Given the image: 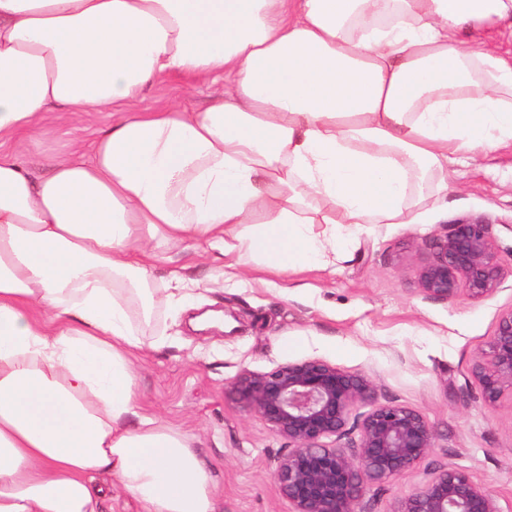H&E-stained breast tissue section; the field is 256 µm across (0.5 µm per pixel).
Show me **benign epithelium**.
Instances as JSON below:
<instances>
[{"label":"benign epithelium","instance_id":"benign-epithelium-1","mask_svg":"<svg viewBox=\"0 0 512 512\" xmlns=\"http://www.w3.org/2000/svg\"><path fill=\"white\" fill-rule=\"evenodd\" d=\"M423 291L450 299L463 291L472 299L493 295L503 282L489 225L460 221L433 242V258L420 268ZM471 375L492 406L512 389V309L498 318L488 350ZM231 390L293 449L278 464L274 480L294 512H361L367 485L396 477L434 448L433 426L413 409L378 405L359 426L358 452L324 440L345 432L352 409L370 394L369 381L319 360L287 363L254 374L244 372ZM397 512H498L493 494L464 472L441 468Z\"/></svg>","mask_w":512,"mask_h":512}]
</instances>
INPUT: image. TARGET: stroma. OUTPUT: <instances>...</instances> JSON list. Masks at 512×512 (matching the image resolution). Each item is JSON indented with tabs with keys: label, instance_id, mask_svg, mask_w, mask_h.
<instances>
[{
	"label": "stroma",
	"instance_id": "obj_1",
	"mask_svg": "<svg viewBox=\"0 0 512 512\" xmlns=\"http://www.w3.org/2000/svg\"><path fill=\"white\" fill-rule=\"evenodd\" d=\"M224 88L211 76L172 75L143 92L140 108L179 103L207 106ZM102 115H43L49 136L39 152H20L26 168L73 148L89 153ZM447 204L414 208V223L369 224L327 267L274 276L255 267L220 276L209 257L184 253L158 263L148 285L163 287L175 266L204 280L173 307L158 303L141 324L134 360L140 413L187 436L218 484V512H293L274 471L286 439L235 400L230 387L245 371L321 360L364 375L373 404L420 413L434 428V446L410 471L367 486L361 512H397L433 469L452 467L512 512V396L492 407L469 369L486 349L497 320L512 309V275L489 298L428 297L418 273L434 238L461 220H483L503 267L512 266V141L448 165Z\"/></svg>",
	"mask_w": 512,
	"mask_h": 512
}]
</instances>
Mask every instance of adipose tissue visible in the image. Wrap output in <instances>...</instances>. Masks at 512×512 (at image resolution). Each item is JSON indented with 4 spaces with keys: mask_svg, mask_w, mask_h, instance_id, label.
I'll use <instances>...</instances> for the list:
<instances>
[{
    "mask_svg": "<svg viewBox=\"0 0 512 512\" xmlns=\"http://www.w3.org/2000/svg\"><path fill=\"white\" fill-rule=\"evenodd\" d=\"M512 0H0V512H217L210 469L140 414L136 319L198 288L161 251L276 275L336 260L367 224H410L448 165L512 140V53L460 35ZM202 110H132L170 75ZM111 115L89 157L32 175L6 141L42 112ZM322 232H315V225ZM223 89L224 81L220 78L172 75L147 87L138 108L162 109L173 103H180L189 108H203Z\"/></svg>",
    "mask_w": 512,
    "mask_h": 512,
    "instance_id": "obj_1",
    "label": "adipose tissue"
}]
</instances>
